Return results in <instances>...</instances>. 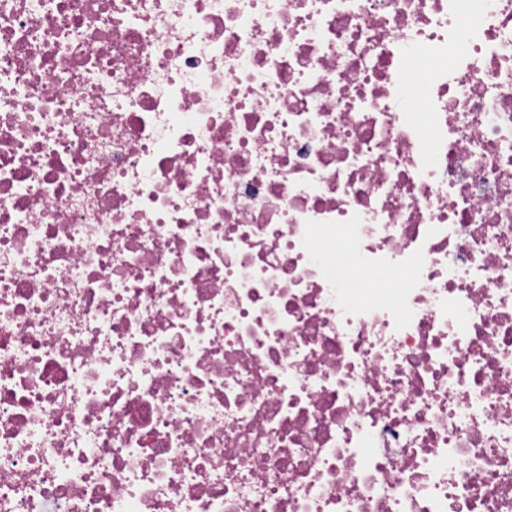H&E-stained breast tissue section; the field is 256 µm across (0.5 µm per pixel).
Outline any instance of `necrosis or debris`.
Wrapping results in <instances>:
<instances>
[{
    "label": "necrosis or debris",
    "mask_w": 512,
    "mask_h": 512,
    "mask_svg": "<svg viewBox=\"0 0 512 512\" xmlns=\"http://www.w3.org/2000/svg\"><path fill=\"white\" fill-rule=\"evenodd\" d=\"M0 512H512V0H0Z\"/></svg>",
    "instance_id": "necrosis-or-debris-1"
}]
</instances>
